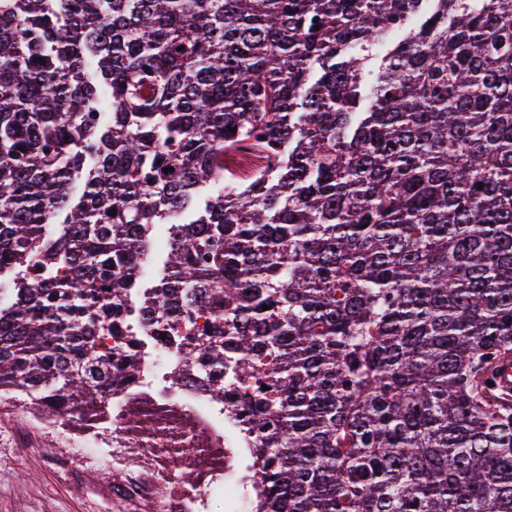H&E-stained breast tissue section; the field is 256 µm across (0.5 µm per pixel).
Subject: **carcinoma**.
Masks as SVG:
<instances>
[{"instance_id":"obj_1","label":"carcinoma","mask_w":512,"mask_h":512,"mask_svg":"<svg viewBox=\"0 0 512 512\" xmlns=\"http://www.w3.org/2000/svg\"><path fill=\"white\" fill-rule=\"evenodd\" d=\"M6 294L0 396L98 407L136 314L257 512H512V0H0Z\"/></svg>"}]
</instances>
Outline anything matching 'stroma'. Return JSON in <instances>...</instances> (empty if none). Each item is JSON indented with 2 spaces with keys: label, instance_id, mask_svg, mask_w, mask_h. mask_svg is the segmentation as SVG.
<instances>
[{
  "label": "stroma",
  "instance_id": "obj_1",
  "mask_svg": "<svg viewBox=\"0 0 512 512\" xmlns=\"http://www.w3.org/2000/svg\"><path fill=\"white\" fill-rule=\"evenodd\" d=\"M18 400H0V512H141L119 505L94 450L73 452L29 420Z\"/></svg>",
  "mask_w": 512,
  "mask_h": 512
}]
</instances>
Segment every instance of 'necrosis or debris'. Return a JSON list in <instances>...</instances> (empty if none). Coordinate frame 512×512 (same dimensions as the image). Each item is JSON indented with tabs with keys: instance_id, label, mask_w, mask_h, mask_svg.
Masks as SVG:
<instances>
[{
	"instance_id": "necrosis-or-debris-1",
	"label": "necrosis or debris",
	"mask_w": 512,
	"mask_h": 512,
	"mask_svg": "<svg viewBox=\"0 0 512 512\" xmlns=\"http://www.w3.org/2000/svg\"><path fill=\"white\" fill-rule=\"evenodd\" d=\"M131 330L143 344L142 366L107 393L105 412L48 409L44 424L75 448H98L111 438L112 454L100 456L99 465L120 474L123 500L149 502L153 512H208L220 496L225 512H249L254 486L237 475L256 468L251 437L230 406L212 399L177 346L163 344L144 320ZM132 405L138 417L129 416ZM129 448L141 451L132 469L122 458ZM186 467L196 477L189 487L177 481Z\"/></svg>"
}]
</instances>
